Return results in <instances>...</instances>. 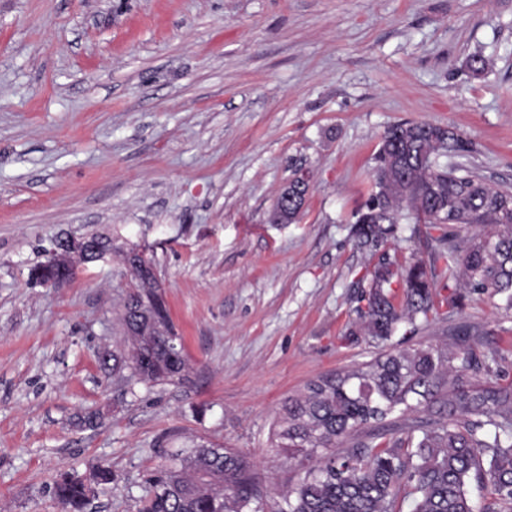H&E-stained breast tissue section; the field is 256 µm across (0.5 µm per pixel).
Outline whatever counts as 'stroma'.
Wrapping results in <instances>:
<instances>
[{
  "mask_svg": "<svg viewBox=\"0 0 512 512\" xmlns=\"http://www.w3.org/2000/svg\"><path fill=\"white\" fill-rule=\"evenodd\" d=\"M405 120L459 130L471 170L512 184V0H0V512H60L57 473L99 465L86 512H136L147 473L203 438L248 456L273 512L306 474L274 434L288 398L376 352L342 338L377 261L352 214ZM300 167L302 212L275 222ZM103 231L111 258L32 280L58 236ZM127 244L154 260L189 382L98 361L124 343ZM451 319L512 383L502 298Z\"/></svg>",
  "mask_w": 512,
  "mask_h": 512,
  "instance_id": "1",
  "label": "stroma"
}]
</instances>
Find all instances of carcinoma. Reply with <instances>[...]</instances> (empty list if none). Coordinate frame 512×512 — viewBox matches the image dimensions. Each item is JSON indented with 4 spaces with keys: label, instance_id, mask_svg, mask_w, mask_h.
<instances>
[{
    "label": "carcinoma",
    "instance_id": "1",
    "mask_svg": "<svg viewBox=\"0 0 512 512\" xmlns=\"http://www.w3.org/2000/svg\"><path fill=\"white\" fill-rule=\"evenodd\" d=\"M471 141L452 128L403 121L384 132L373 191L354 215L356 246L381 252L399 238L400 224H425L427 254L408 265L381 252L367 270L369 289L358 302L362 335L387 345L400 325L413 334L443 324L461 307L460 289L500 295L512 308V184L490 186L459 159ZM309 184L295 182L296 197L274 218L292 222ZM122 325L147 328L127 336L110 354L112 371L131 370L149 386L183 383L189 366L184 346L174 350L176 328L162 292L131 275ZM444 348H407L379 354L345 372L309 381L288 399L276 424L288 459H314L306 476L282 496L275 512H476L469 486L491 487L496 501L481 512H512V384L498 382L495 359L477 353L479 332L464 322L448 327ZM445 419L397 421L389 416L422 403ZM351 445L336 451V441ZM149 495L136 512H264L251 462L243 453L207 442L183 448L147 478ZM54 495L63 512H84L83 479L62 472Z\"/></svg>",
    "mask_w": 512,
    "mask_h": 512
}]
</instances>
